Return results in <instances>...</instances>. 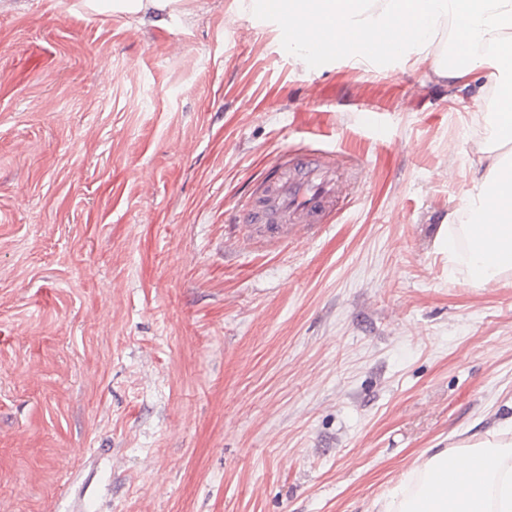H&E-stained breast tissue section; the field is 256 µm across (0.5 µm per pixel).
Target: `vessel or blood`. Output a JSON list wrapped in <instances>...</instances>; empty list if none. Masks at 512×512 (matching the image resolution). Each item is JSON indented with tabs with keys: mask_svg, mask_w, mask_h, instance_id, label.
Listing matches in <instances>:
<instances>
[{
	"mask_svg": "<svg viewBox=\"0 0 512 512\" xmlns=\"http://www.w3.org/2000/svg\"><path fill=\"white\" fill-rule=\"evenodd\" d=\"M288 36L303 44L314 65L332 57L344 59L349 53L345 41L331 38L307 13L293 20ZM274 167L275 175L256 189L244 209L248 222L256 224L260 239L267 243L288 240L302 228L321 230L352 206L355 186L367 178L353 156L334 150L286 151L277 156ZM343 167L351 169L353 184L339 178Z\"/></svg>",
	"mask_w": 512,
	"mask_h": 512,
	"instance_id": "obj_1",
	"label": "vessel or blood"
}]
</instances>
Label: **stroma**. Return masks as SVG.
<instances>
[{"label": "stroma", "mask_w": 512, "mask_h": 512, "mask_svg": "<svg viewBox=\"0 0 512 512\" xmlns=\"http://www.w3.org/2000/svg\"><path fill=\"white\" fill-rule=\"evenodd\" d=\"M0 0V512H370L512 415V271L448 276L491 89L285 53L264 0ZM369 183L237 221L290 149ZM183 3L180 0H114L113 9L127 14H145L150 10H165ZM315 151L295 149L279 154L273 164L276 174L246 202L242 213L249 224H257L264 242L288 240L301 227L297 224L308 232L321 230L354 203L356 189L367 178L365 168L352 155ZM341 167L352 170L355 190L339 178Z\"/></svg>", "instance_id": "stroma-1"}]
</instances>
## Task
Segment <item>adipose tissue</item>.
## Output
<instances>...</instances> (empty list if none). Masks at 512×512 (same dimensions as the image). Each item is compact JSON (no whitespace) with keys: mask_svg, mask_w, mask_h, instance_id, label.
Wrapping results in <instances>:
<instances>
[{"mask_svg":"<svg viewBox=\"0 0 512 512\" xmlns=\"http://www.w3.org/2000/svg\"><path fill=\"white\" fill-rule=\"evenodd\" d=\"M323 2L319 22L346 39L410 25L406 47L421 62L430 61L435 31L454 20L462 64L432 61L436 76L448 82L478 70L512 67V0H387L378 11L364 8L361 0ZM474 152L487 169L474 178L466 205L478 221L449 225L448 264L483 285L512 270V178H491L499 160L482 143H475ZM489 190L497 197L490 212L484 207ZM374 506L377 512H512V416L484 435L462 438L455 448L425 449Z\"/></svg>","mask_w":512,"mask_h":512,"instance_id":"obj_1","label":"adipose tissue"}]
</instances>
